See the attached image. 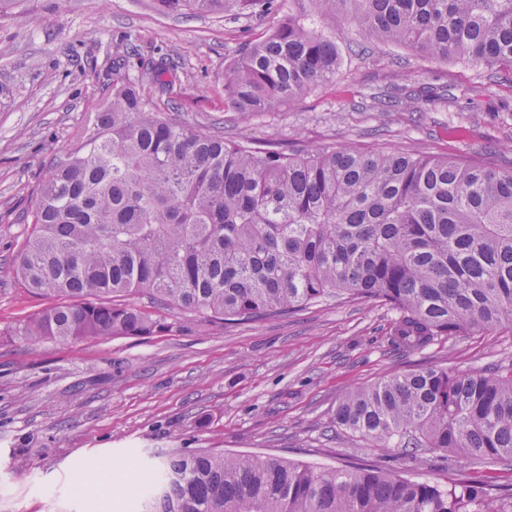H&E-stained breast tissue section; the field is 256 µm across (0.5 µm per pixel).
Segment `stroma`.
Segmentation results:
<instances>
[{
	"mask_svg": "<svg viewBox=\"0 0 512 512\" xmlns=\"http://www.w3.org/2000/svg\"><path fill=\"white\" fill-rule=\"evenodd\" d=\"M281 14L166 13L156 0H17L0 16V512H121L140 478L182 448H219L306 464L383 465L422 479L469 469L375 448L337 433L340 399L382 377L429 364L478 370L512 364V326L453 336L418 352L393 347V311L379 302L315 303L236 327L162 336L30 343L3 330L43 307L20 288L17 252L36 190L56 156L112 98L113 57L131 74L166 57L173 94L160 111L234 141L291 150L351 145L483 159L512 170V72L437 61L367 39L343 15L339 70L298 103L249 119L224 108V76L245 43ZM442 87L429 112L388 107L396 90Z\"/></svg>",
	"mask_w": 512,
	"mask_h": 512,
	"instance_id": "obj_1",
	"label": "stroma"
}]
</instances>
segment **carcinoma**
<instances>
[{
  "instance_id": "obj_1",
  "label": "carcinoma",
  "mask_w": 512,
  "mask_h": 512,
  "mask_svg": "<svg viewBox=\"0 0 512 512\" xmlns=\"http://www.w3.org/2000/svg\"><path fill=\"white\" fill-rule=\"evenodd\" d=\"M365 36L488 71H512V0H308ZM168 13L236 12L280 0H157ZM336 36L287 11L242 48L224 108L279 111L336 79ZM167 61L138 77L113 58L112 101L51 168L16 259L47 300L4 331L31 342L154 336L187 323L262 322L349 296L396 311L391 344L422 351L512 325V173L480 160L350 146L289 152L227 141L157 109ZM446 99L422 87L406 106ZM147 297L149 310L124 301ZM179 310L187 322L169 321ZM336 430L376 448L463 452L476 475L446 482L383 467L178 450L135 512H512V367L413 369L348 392Z\"/></svg>"
}]
</instances>
